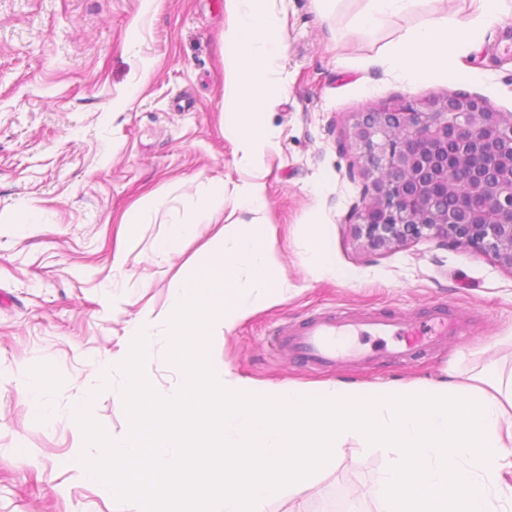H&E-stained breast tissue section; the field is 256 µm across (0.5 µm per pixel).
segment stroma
Segmentation results:
<instances>
[{
  "label": "stroma",
  "mask_w": 512,
  "mask_h": 512,
  "mask_svg": "<svg viewBox=\"0 0 512 512\" xmlns=\"http://www.w3.org/2000/svg\"><path fill=\"white\" fill-rule=\"evenodd\" d=\"M363 0H336L321 19L313 0H274L287 45L271 76L285 85L264 114L275 133L262 169L278 260L290 288L282 303L249 315L213 356L235 375L261 384L336 383L381 389L440 378L448 366L512 374V271L493 258L421 238L374 251L344 218L363 180L352 132L361 114L401 99L477 96L512 113V15L490 27L467 53L466 77L435 76L413 87L368 66L387 43L438 9L421 0L383 29H354ZM139 0H0V512H114L116 505L69 468L79 436L69 419L91 366L121 355L129 323L144 307L161 312L175 281L200 262L207 237L171 260L153 254L209 180L223 179L225 223H248L235 208L236 183L248 178L224 134L221 62L224 0H165L144 27ZM151 61L141 81L142 61ZM135 97H128L132 85ZM158 209L127 242L128 263L113 267L123 214L145 193ZM38 212L18 224L19 208ZM319 225L344 282L320 276L306 259L308 225ZM148 288H139V280ZM440 306L463 330L432 355L406 364H341L309 370L271 347L272 332L325 311L368 310L417 318ZM49 381L54 418H34L23 377ZM125 374L113 369L92 415L123 438L129 421L117 396ZM388 458L346 440L337 461L303 489L270 500L266 512H382L371 490Z\"/></svg>",
  "instance_id": "1"
}]
</instances>
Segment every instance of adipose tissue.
<instances>
[{
    "label": "adipose tissue",
    "instance_id": "1",
    "mask_svg": "<svg viewBox=\"0 0 512 512\" xmlns=\"http://www.w3.org/2000/svg\"><path fill=\"white\" fill-rule=\"evenodd\" d=\"M269 0H224V132L236 145L242 163L253 170L251 179L236 187L239 208L260 213L266 207L267 187L258 171L273 135L262 116L285 88L266 78L267 63L282 56L286 46ZM419 0H366L354 24L360 30H377L395 16L413 12ZM468 19L447 10L429 14L416 27L390 42L379 65L388 67L409 85L427 81L434 73L465 74L462 50L478 46L485 30L503 20L512 0H469Z\"/></svg>",
    "mask_w": 512,
    "mask_h": 512
}]
</instances>
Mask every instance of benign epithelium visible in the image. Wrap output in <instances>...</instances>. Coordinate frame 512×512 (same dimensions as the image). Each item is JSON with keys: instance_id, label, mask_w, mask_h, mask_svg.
Returning a JSON list of instances; mask_svg holds the SVG:
<instances>
[{"instance_id": "1", "label": "benign epithelium", "mask_w": 512, "mask_h": 512, "mask_svg": "<svg viewBox=\"0 0 512 512\" xmlns=\"http://www.w3.org/2000/svg\"><path fill=\"white\" fill-rule=\"evenodd\" d=\"M364 179L348 222L373 250L432 237L512 271V114L479 97L382 104L355 125ZM451 196L453 208L439 201ZM480 197L486 209L474 211Z\"/></svg>"}]
</instances>
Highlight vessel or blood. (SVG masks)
<instances>
[{
  "mask_svg": "<svg viewBox=\"0 0 512 512\" xmlns=\"http://www.w3.org/2000/svg\"><path fill=\"white\" fill-rule=\"evenodd\" d=\"M460 330L459 320L442 309L429 311L417 322L369 312L324 313L300 323L279 325L274 331V349L304 366L323 370L343 361L370 362L380 358L377 350H340L336 339L349 332L397 337L388 356L404 360L428 354Z\"/></svg>",
  "mask_w": 512,
  "mask_h": 512,
  "instance_id": "1",
  "label": "vessel or blood"
}]
</instances>
